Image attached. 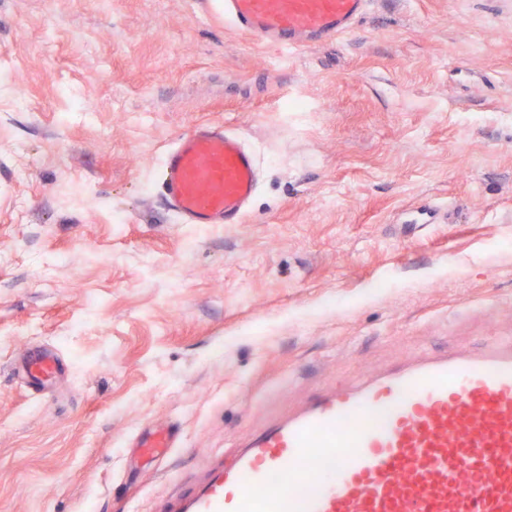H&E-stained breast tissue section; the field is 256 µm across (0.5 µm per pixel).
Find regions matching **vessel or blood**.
I'll use <instances>...</instances> for the list:
<instances>
[{
	"label": "vessel or blood",
	"instance_id": "obj_1",
	"mask_svg": "<svg viewBox=\"0 0 512 512\" xmlns=\"http://www.w3.org/2000/svg\"><path fill=\"white\" fill-rule=\"evenodd\" d=\"M370 0H215L226 23L289 51L352 32ZM260 177L236 131L199 124L166 151L180 223L239 224ZM33 384L54 374L28 349ZM184 512H512V338L418 356L340 384L245 441Z\"/></svg>",
	"mask_w": 512,
	"mask_h": 512
}]
</instances>
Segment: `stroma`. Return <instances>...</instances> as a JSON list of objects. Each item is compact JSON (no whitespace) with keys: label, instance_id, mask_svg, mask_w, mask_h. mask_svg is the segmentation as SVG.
I'll list each match as a JSON object with an SVG mask.
<instances>
[{"label":"stroma","instance_id":"35a3bbf8","mask_svg":"<svg viewBox=\"0 0 512 512\" xmlns=\"http://www.w3.org/2000/svg\"><path fill=\"white\" fill-rule=\"evenodd\" d=\"M199 123L260 155L244 223L164 204ZM507 336L512 0H372L291 53L212 0H0V512L175 506L312 395ZM22 368L36 387L44 385L40 377H48L57 369L56 361L45 350L29 348L22 360Z\"/></svg>","mask_w":512,"mask_h":512}]
</instances>
